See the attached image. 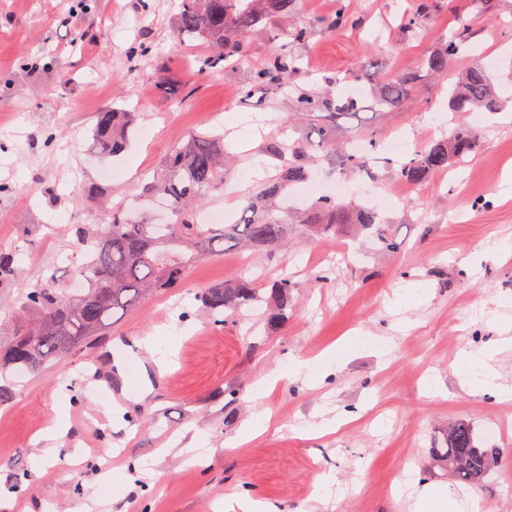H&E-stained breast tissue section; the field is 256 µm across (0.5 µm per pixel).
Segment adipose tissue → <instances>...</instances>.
I'll list each match as a JSON object with an SVG mask.
<instances>
[{
    "label": "adipose tissue",
    "instance_id": "adipose-tissue-1",
    "mask_svg": "<svg viewBox=\"0 0 512 512\" xmlns=\"http://www.w3.org/2000/svg\"><path fill=\"white\" fill-rule=\"evenodd\" d=\"M495 352L491 349H477L465 352L459 364V381L462 388L468 393L475 394L481 391L495 393L501 400H512V384L503 381L501 375L494 368L492 361ZM351 359L350 353L342 347H332L321 354L318 360H293L288 372L272 370L259 378L255 384L258 402L249 420L245 423L237 442L245 444L258 438L266 432L270 421V410L263 404V399L274 388L282 375H289L293 379H309L314 363L328 366H344Z\"/></svg>",
    "mask_w": 512,
    "mask_h": 512
}]
</instances>
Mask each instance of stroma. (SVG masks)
Here are the masks:
<instances>
[{
    "label": "stroma",
    "instance_id": "obj_1",
    "mask_svg": "<svg viewBox=\"0 0 512 512\" xmlns=\"http://www.w3.org/2000/svg\"><path fill=\"white\" fill-rule=\"evenodd\" d=\"M182 0H93L88 11L73 0H0V246H20L12 279L0 285V315L9 314L18 287L70 285L78 255L71 224L109 222L112 205L136 210L141 174L162 166L171 147L192 130L251 117L258 133L231 148L236 165L205 209L237 218L257 180L253 160L281 135L318 143V121L288 125L298 91L325 81L369 95L378 80L412 76L410 92L393 110L363 103L356 113L331 118L337 143L380 136L372 176L344 173L338 153L319 152L318 195L350 197L366 187L378 201L399 251L380 250L365 234L346 228L288 255L226 249L203 257L182 287L144 299L118 313L93 349L63 366L47 365L16 377V396L0 409V491L14 493L22 512H215L237 491L267 499L281 512H414L423 488L447 487L476 495L481 512H512V402L489 392L463 393L457 370L463 351L496 345L512 326V0H433L422 38L400 26L411 0H345L351 29L330 33L336 0H293L249 36L246 60L232 69L196 73L206 41L176 42L172 29ZM472 20L467 43L448 65V79L476 62L487 72L500 111L485 115L482 138L464 165L416 186L396 179L385 147L406 132L412 148L447 135L446 81L423 64L431 48L451 38L457 15ZM308 28L299 44L285 36ZM275 53L295 57L300 72L288 91L241 97L252 69ZM128 105L136 131L117 156L97 153L91 137L96 113ZM94 186L99 196H75ZM486 198L490 207L472 209ZM264 273L288 275L294 306L287 321L265 333L260 313L213 325L196 291ZM326 273V283L313 274ZM423 283L425 298L390 304L399 289ZM176 328L181 336L162 365L140 363V382L125 384L138 363L137 341ZM389 341L379 359L359 336ZM348 344L353 359L321 369L311 388L282 379L266 403L271 428L255 442L234 447L253 404L252 387L293 358H313ZM108 366L123 400L105 409L109 392L93 371ZM434 375L440 394L425 395L421 380ZM239 394L226 405L224 393ZM65 408L68 432L52 452L38 435ZM353 420L324 437L308 433L318 411ZM474 426L483 447L499 452L484 483L469 487L433 467L430 449L442 447L451 424ZM200 435L205 455L188 465L180 449ZM118 453L102 458L101 451ZM33 472V490L17 486ZM335 479L322 502L311 493L318 475Z\"/></svg>",
    "mask_w": 512,
    "mask_h": 512
}]
</instances>
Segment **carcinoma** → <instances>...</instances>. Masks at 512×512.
Listing matches in <instances>:
<instances>
[{
  "label": "carcinoma",
  "instance_id": "cac0c4a2",
  "mask_svg": "<svg viewBox=\"0 0 512 512\" xmlns=\"http://www.w3.org/2000/svg\"><path fill=\"white\" fill-rule=\"evenodd\" d=\"M289 0H182L178 21L172 30L177 41L205 39L213 42L210 54L198 59L202 72L244 60L245 41L261 22L262 15L278 12ZM431 10L429 0H413V7L403 16L404 28L418 35ZM350 22L343 0H338L336 14L326 23L330 32L346 30ZM461 42L450 39L429 52L424 59L432 74L448 73V62L460 50ZM297 73L294 59L277 53L252 73L251 86L245 96L257 90L282 91ZM411 77L381 81L374 90V105L393 108L407 95ZM448 105L452 112L497 110L492 85L486 70L476 65L448 87ZM296 112L315 116L333 115L354 109L351 101L340 102L327 91H301L295 98ZM134 113L111 108L96 114L93 135L102 154L118 155L126 147L134 126ZM479 143L475 128L452 123L448 137L433 142L411 155L391 161L398 167V178L410 185L422 182L429 174L444 171L463 162ZM379 141L369 138L361 152L344 154L345 166L371 174L370 155L377 152ZM314 145L303 142L277 141L270 154L280 162L279 177L257 187L241 217L221 228L204 229L195 221L197 208L210 195L224 187V170L231 160L224 155V135L192 131L172 147L163 169L142 178L141 195L165 201L179 215L173 224H155L144 216L132 220L124 216L119 205L112 207L108 224H76L75 235L86 260L72 270V276L84 281L79 291L64 292L51 285L22 288L17 312L7 323H0V373H34L48 362L65 363L94 337L104 333L113 314L138 304L153 292L181 286L188 266L197 258L230 244L240 250L271 251L288 244L292 224L277 213L274 200L284 188L309 179ZM305 225L308 241L336 232L354 223L368 232L380 249L395 252L400 244L383 228V219L375 208L349 205L342 199L326 195L316 199L296 216ZM18 250L0 248V282L14 275ZM277 300L265 315V328L278 329L288 318L293 283L283 276L268 283ZM202 307L217 326L226 322L225 314L242 317L263 301L261 288L254 279H240L232 284L220 283L198 295ZM433 464L448 471L459 483L478 485L498 465L494 448H481L473 428L457 423L448 428L445 447L430 451Z\"/></svg>",
  "mask_w": 512,
  "mask_h": 512
}]
</instances>
